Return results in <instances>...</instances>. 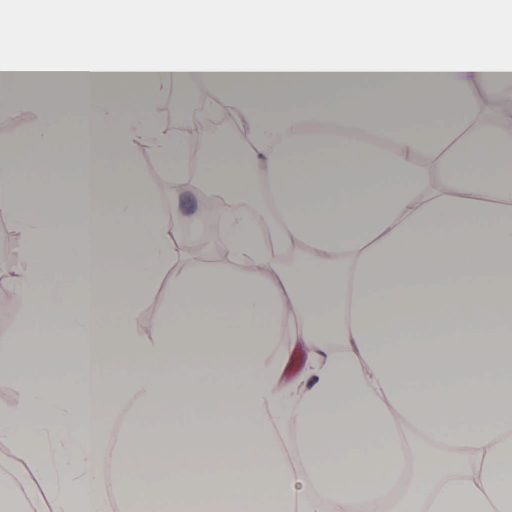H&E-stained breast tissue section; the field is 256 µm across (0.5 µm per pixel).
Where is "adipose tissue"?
Here are the masks:
<instances>
[{
  "label": "adipose tissue",
  "mask_w": 512,
  "mask_h": 512,
  "mask_svg": "<svg viewBox=\"0 0 512 512\" xmlns=\"http://www.w3.org/2000/svg\"><path fill=\"white\" fill-rule=\"evenodd\" d=\"M440 2L70 0L67 55L45 45L0 79V110L36 116L0 143L23 255L0 287L31 302L0 343L22 390L0 436L57 512H102L114 425L120 512H512V110L488 112L512 99V14L484 0L452 32ZM171 83L251 95L224 150V261L175 280L144 336L176 210L128 149L151 140L178 174L153 115ZM253 180L266 197L240 210Z\"/></svg>",
  "instance_id": "ef3b65f1"
}]
</instances>
